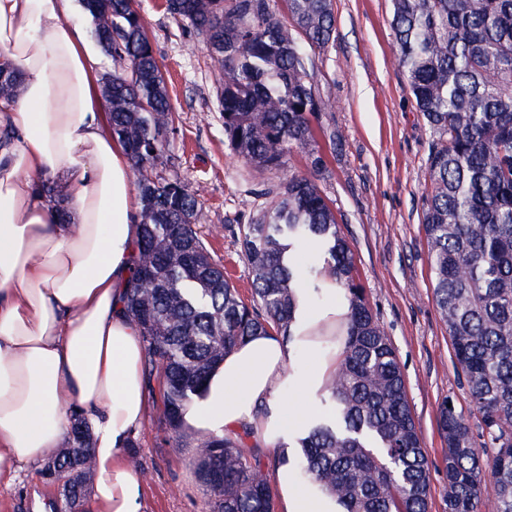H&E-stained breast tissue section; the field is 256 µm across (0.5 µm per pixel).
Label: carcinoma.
<instances>
[{"label":"carcinoma","mask_w":512,"mask_h":512,"mask_svg":"<svg viewBox=\"0 0 512 512\" xmlns=\"http://www.w3.org/2000/svg\"><path fill=\"white\" fill-rule=\"evenodd\" d=\"M96 2L90 33L110 62L103 95L141 207L125 307L141 328L148 375L159 376L169 428L183 435L182 414L224 353L258 332L293 337L297 288L318 292L331 278L346 289L351 313L335 376L318 394L322 411L296 439L300 473L336 512H428L430 461L334 201L297 172L262 192L265 202L242 227L253 286L242 297L196 228L194 194L148 174L168 148L173 118L135 0ZM165 10L218 46L224 136L238 157L276 170L296 150L313 170L326 169L316 147L327 103L313 73L316 51L336 31L333 0H165ZM391 29L432 136L422 224L433 298L480 416L475 436L451 399L438 406L445 510L479 512L489 491L496 512H512V0H391ZM20 86L0 68V98ZM299 240L324 250L322 266L298 273ZM71 427L72 442L52 456L51 483L59 512H85L92 435L78 416ZM202 446L197 476L215 512H274L260 449L239 434Z\"/></svg>","instance_id":"obj_1"}]
</instances>
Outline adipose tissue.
<instances>
[{
    "label": "adipose tissue",
    "mask_w": 512,
    "mask_h": 512,
    "mask_svg": "<svg viewBox=\"0 0 512 512\" xmlns=\"http://www.w3.org/2000/svg\"><path fill=\"white\" fill-rule=\"evenodd\" d=\"M80 8L0 0V67L22 79L0 99V484L63 447L75 412L93 435L90 512H143L124 455L145 416V349L122 301L138 208L100 92L102 56L73 18ZM349 313L345 290L326 280L293 339L260 333L225 354L186 425L205 440L245 426L259 447L286 442L336 372ZM302 351L309 367L290 373ZM273 481L278 512H335L290 465Z\"/></svg>",
    "instance_id": "adipose-tissue-1"
}]
</instances>
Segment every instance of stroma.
<instances>
[{
	"mask_svg": "<svg viewBox=\"0 0 512 512\" xmlns=\"http://www.w3.org/2000/svg\"><path fill=\"white\" fill-rule=\"evenodd\" d=\"M164 0H136L173 108L169 150L156 173L188 185L198 200L197 224L213 258L242 292L250 280L240 229L255 211L258 191L289 172L312 173L302 154L287 167L256 173L224 137L219 93L223 72L188 22L167 14ZM334 42L315 58L314 82L328 104L321 122L335 141L320 138L327 168L315 179L335 203L342 235L373 313L390 337L425 451L431 461L430 512H445L444 442L439 404L453 399L471 428L479 417L454 364L448 332L433 300L421 226L432 138L398 67L389 0H333ZM132 438L143 475V512H212L199 482L197 438L176 437L165 422L159 380ZM58 489L41 466L0 485V512H57Z\"/></svg>",
	"mask_w": 512,
	"mask_h": 512,
	"instance_id": "stroma-1",
	"label": "stroma"
}]
</instances>
